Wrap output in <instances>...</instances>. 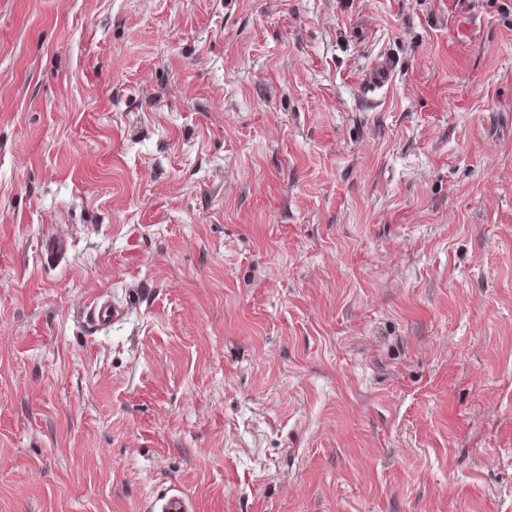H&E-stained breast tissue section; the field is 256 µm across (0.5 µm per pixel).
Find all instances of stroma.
<instances>
[{"label":"stroma","instance_id":"35a3bbf8","mask_svg":"<svg viewBox=\"0 0 512 512\" xmlns=\"http://www.w3.org/2000/svg\"><path fill=\"white\" fill-rule=\"evenodd\" d=\"M179 493L512 512V0H0V512ZM397 67L398 61L394 57H382L365 75L366 84L374 90L388 86L393 79Z\"/></svg>","mask_w":512,"mask_h":512}]
</instances>
